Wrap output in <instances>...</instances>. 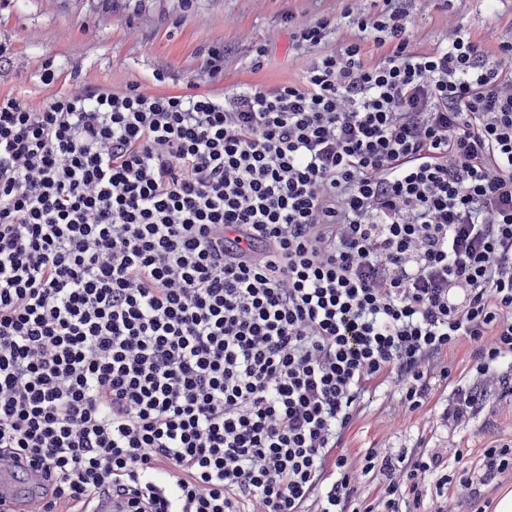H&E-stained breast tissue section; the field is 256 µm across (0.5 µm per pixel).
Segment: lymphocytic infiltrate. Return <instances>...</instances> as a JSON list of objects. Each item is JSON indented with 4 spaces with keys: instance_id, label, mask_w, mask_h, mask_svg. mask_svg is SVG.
<instances>
[{
    "instance_id": "obj_1",
    "label": "lymphocytic infiltrate",
    "mask_w": 512,
    "mask_h": 512,
    "mask_svg": "<svg viewBox=\"0 0 512 512\" xmlns=\"http://www.w3.org/2000/svg\"><path fill=\"white\" fill-rule=\"evenodd\" d=\"M383 2L297 83L0 95V468L37 512H448L512 473L346 446L458 352L445 419L512 397V42L423 51Z\"/></svg>"
}]
</instances>
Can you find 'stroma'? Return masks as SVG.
I'll return each instance as SVG.
<instances>
[{
    "instance_id": "stroma-1",
    "label": "stroma",
    "mask_w": 512,
    "mask_h": 512,
    "mask_svg": "<svg viewBox=\"0 0 512 512\" xmlns=\"http://www.w3.org/2000/svg\"><path fill=\"white\" fill-rule=\"evenodd\" d=\"M409 32L429 50L458 29L470 33L486 53L512 40V0H400ZM372 16L382 0H0V41L14 50L0 63V92L23 98L40 110L56 86L40 80L45 61H53L70 85L120 90L146 81L153 71L169 74L166 88L232 89L242 84L271 88L298 82L313 53L288 47L289 25L321 19L336 26L321 44L339 50L360 38L357 26L343 19L344 8ZM268 45L262 69L251 66L254 45ZM225 48L224 76L211 80L204 51ZM453 390L435 388L430 413L404 411L398 397L376 395L349 435L351 453L374 449L398 455L411 450L446 449L457 443L469 451L470 470H480L481 452L496 440H512V402L489 397L470 421L449 427L441 414Z\"/></svg>"
}]
</instances>
